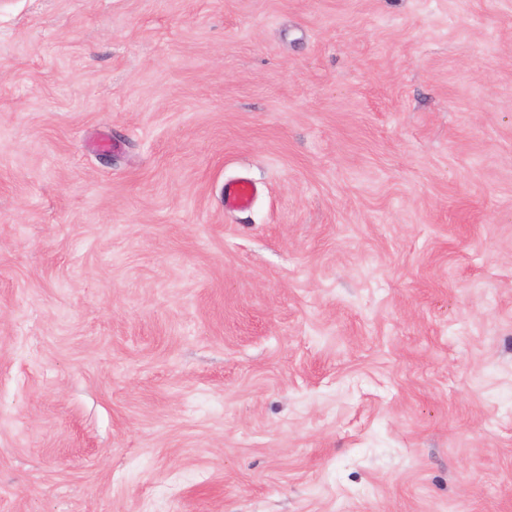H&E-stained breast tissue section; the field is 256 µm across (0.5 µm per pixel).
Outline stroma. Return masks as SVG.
Instances as JSON below:
<instances>
[{
    "label": "stroma",
    "instance_id": "35a3bbf8",
    "mask_svg": "<svg viewBox=\"0 0 512 512\" xmlns=\"http://www.w3.org/2000/svg\"><path fill=\"white\" fill-rule=\"evenodd\" d=\"M0 512H512V0H0ZM258 195L257 186L247 178H237L224 184V208L235 211L251 207Z\"/></svg>",
    "mask_w": 512,
    "mask_h": 512
}]
</instances>
